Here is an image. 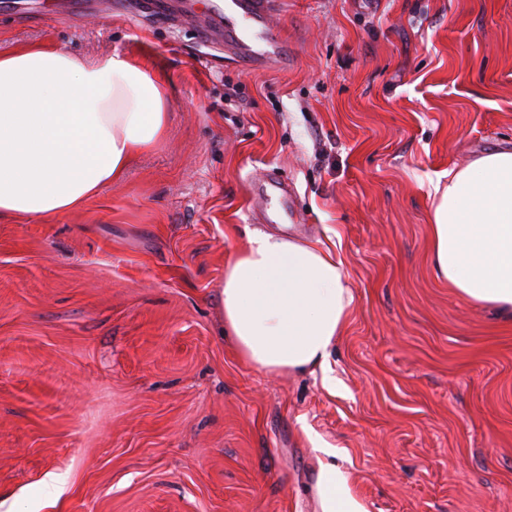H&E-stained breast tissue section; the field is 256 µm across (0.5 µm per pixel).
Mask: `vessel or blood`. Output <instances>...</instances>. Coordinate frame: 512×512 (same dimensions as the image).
<instances>
[{
	"label": "vessel or blood",
	"mask_w": 512,
	"mask_h": 512,
	"mask_svg": "<svg viewBox=\"0 0 512 512\" xmlns=\"http://www.w3.org/2000/svg\"><path fill=\"white\" fill-rule=\"evenodd\" d=\"M274 0H211L207 14H199L196 0H181L178 15L200 25L203 36L220 34L226 49L251 68L282 65L283 39L271 29Z\"/></svg>",
	"instance_id": "vessel-or-blood-1"
}]
</instances>
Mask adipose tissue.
Instances as JSON below:
<instances>
[{"mask_svg":"<svg viewBox=\"0 0 512 512\" xmlns=\"http://www.w3.org/2000/svg\"><path fill=\"white\" fill-rule=\"evenodd\" d=\"M165 77L118 52L93 62L32 44L0 53V217L49 219L123 180L134 156L164 141ZM431 264L468 302L512 315V147L434 184ZM221 335L268 374L321 372L355 305L343 263L321 241L262 230L224 264ZM316 512H370L351 476L317 457Z\"/></svg>","mask_w":512,"mask_h":512,"instance_id":"obj_1","label":"adipose tissue"}]
</instances>
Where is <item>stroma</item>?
<instances>
[{
    "mask_svg": "<svg viewBox=\"0 0 512 512\" xmlns=\"http://www.w3.org/2000/svg\"><path fill=\"white\" fill-rule=\"evenodd\" d=\"M82 3L0 0V50L135 56L172 109L164 144L81 210L0 219V502L315 512L321 444L370 512H512V319L435 279L428 197L512 144V0H276L283 70ZM256 229L336 233L356 304L335 391L220 334L224 262Z\"/></svg>",
    "mask_w": 512,
    "mask_h": 512,
    "instance_id": "1",
    "label": "stroma"
}]
</instances>
